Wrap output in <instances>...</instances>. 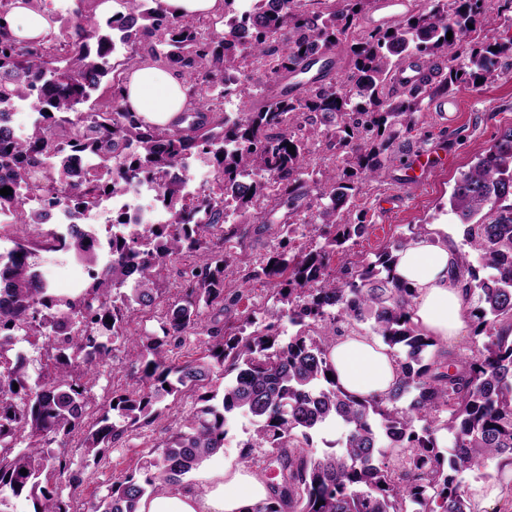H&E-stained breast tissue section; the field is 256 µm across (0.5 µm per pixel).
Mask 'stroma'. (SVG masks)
<instances>
[{
    "label": "stroma",
    "mask_w": 512,
    "mask_h": 512,
    "mask_svg": "<svg viewBox=\"0 0 512 512\" xmlns=\"http://www.w3.org/2000/svg\"><path fill=\"white\" fill-rule=\"evenodd\" d=\"M449 98L457 103L458 109L445 115L435 112L433 100H425L419 114L420 131L396 141L394 163L379 178L364 184L356 196V208L363 213L367 228L349 247L346 260L374 259L388 242L408 236L413 225L444 224L449 236L462 238L463 227L449 212V198L461 173L512 128V76L489 80L477 90L465 85L456 86L450 91ZM430 145L444 151L445 160L427 171L415 172L412 168L415 153ZM287 219V207H275L266 221H249L244 238L232 243L231 253L235 260L224 280L225 301L220 325L239 324L244 312L250 310L262 312L275 308L276 303L270 298L267 286L249 279L248 273L272 253L279 240L280 226ZM191 261V256L185 255L170 264L162 282L164 292L159 305L134 312L130 318L131 329L158 332L166 303L178 296L177 273ZM36 263L58 293H69L73 283L81 279L80 267L63 255L41 252ZM113 355V360L101 367L93 388L94 405L99 412L107 409L113 394L132 388L138 374V363L124 348H116ZM164 404V417L152 425L128 431L106 452L99 464H85L81 449L69 445L68 457L74 465L85 468L81 486H71L64 480L58 483L73 512H87L88 502L105 495L116 478L138 470L143 456L167 439V426L196 410L198 393L188 391L175 398L169 396ZM254 428L250 415L235 414L229 423L223 449L205 460L203 469L243 462L263 478H271L272 471L267 467L271 449L256 448L249 453L244 450L245 443L254 438Z\"/></svg>",
    "instance_id": "stroma-1"
}]
</instances>
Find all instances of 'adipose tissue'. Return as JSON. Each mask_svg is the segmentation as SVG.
<instances>
[{
    "label": "adipose tissue",
    "instance_id": "ef3b65f1",
    "mask_svg": "<svg viewBox=\"0 0 512 512\" xmlns=\"http://www.w3.org/2000/svg\"><path fill=\"white\" fill-rule=\"evenodd\" d=\"M0 31L19 41H39L51 32L46 12L14 0ZM123 94L133 111L152 124L175 125L189 107L180 73L145 60L130 67ZM459 251L444 224L424 232L399 254L396 275L416 290L413 322L440 346L452 344L469 321L470 304L459 277ZM336 380L348 393L370 397L387 392L398 371L388 347L355 333L338 337L330 349ZM270 496L264 478L247 466L227 465L185 484L142 498L138 512H256Z\"/></svg>",
    "mask_w": 512,
    "mask_h": 512
}]
</instances>
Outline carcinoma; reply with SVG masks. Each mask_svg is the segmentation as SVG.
<instances>
[{"label": "carcinoma", "instance_id": "cac0c4a2", "mask_svg": "<svg viewBox=\"0 0 512 512\" xmlns=\"http://www.w3.org/2000/svg\"><path fill=\"white\" fill-rule=\"evenodd\" d=\"M84 2L77 0L66 20L51 14L61 26L42 44L0 35V102L17 100L33 111L25 139L11 136L9 113L0 112V189L12 190L0 195V210L11 211L15 224H41L58 185L68 188L69 209L84 214L149 181L166 220L129 232L127 213L118 209L104 240L83 224L40 241L12 239L0 263V492L31 498L34 512H71L57 480L78 486L81 472L55 448L76 438L95 462L128 429L159 419L165 397L213 376L224 380L223 392L199 397L202 406L184 428L148 452L138 474L112 482L92 512H137L144 495L182 483L224 448L227 414L235 410L257 423L255 443L246 447L275 450L288 486H273L260 512H471L464 474L497 480L512 464V129L461 173L450 198V212L464 225L463 245L479 256L475 266L460 253L464 288L474 300L471 353L440 347L417 328L415 290L394 274L398 253L423 227L355 268L333 269L331 260L364 234L350 202L393 161L400 133L417 129L423 101L456 83H485L498 75L499 59L512 56V38L495 36L459 56L460 43L481 28L489 0H434L430 9L360 32L353 20L370 0L328 2L321 10L297 0H257L223 31L216 20L170 14L162 0H115L120 10L102 26L83 14ZM341 42L351 61L339 84L292 96L269 86L236 118L223 112L224 102L241 95L224 76L254 63L278 77L294 74ZM144 56L184 76L195 112L188 126L152 127L125 103L121 74ZM410 58L448 75L396 96L392 81ZM107 76L108 99L89 104ZM321 137L342 166L316 162L312 145ZM193 156L218 172L217 190L186 191L185 161ZM312 184L323 244L298 248L297 223H305ZM271 200L288 206L289 223L250 277L268 284L288 309L268 312L265 325L250 313L242 328L214 327L205 310L224 304L234 261L224 244L240 237L224 225L259 217ZM40 251L88 268L82 297L51 291L35 269ZM184 252L197 260L180 273L181 296L164 311L161 334L130 331L131 313L155 303L164 271ZM284 317L296 328L286 339ZM362 324L400 366L382 397L357 398L326 376L334 372L329 349L336 337ZM187 334L207 337L206 355L167 364L163 347ZM18 336L57 344L46 375L32 377L23 357L9 355ZM102 336L135 357L139 377L89 425L82 408L92 407L99 368L112 359ZM333 422L347 430L342 450L312 451L313 435ZM21 443L25 448L16 450ZM395 453L406 456L398 467L388 460ZM488 460L497 461L495 471L482 470Z\"/></svg>", "mask_w": 512, "mask_h": 512}]
</instances>
